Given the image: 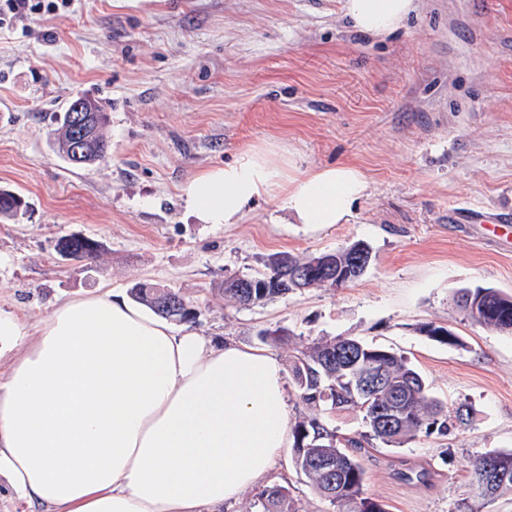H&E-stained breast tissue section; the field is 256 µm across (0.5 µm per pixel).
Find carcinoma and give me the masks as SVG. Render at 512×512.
<instances>
[{"mask_svg":"<svg viewBox=\"0 0 512 512\" xmlns=\"http://www.w3.org/2000/svg\"><path fill=\"white\" fill-rule=\"evenodd\" d=\"M51 124L58 153L71 160L75 131L70 113L54 114ZM107 125L104 112L92 121L85 132L86 153L76 167L91 166L106 156ZM25 207L21 196L0 190L1 218L16 217ZM91 242L93 239L88 237L64 235L57 239L55 249L61 256L88 262L98 253ZM361 250L368 252L370 248L357 241L334 251L336 278L332 280L322 275L329 253L306 257L282 252L270 256L262 272L224 278L217 291L240 306L260 304L296 291L293 277L297 272L310 276L305 285L311 288H339L347 284L342 276L351 262L359 259ZM129 294L137 303L169 320L189 321L197 316L196 309L172 288L138 282L129 288ZM455 304L472 322L489 330L512 333V295L490 287L464 288L456 294ZM367 367L382 372L388 389L372 396L352 385L351 375ZM290 371L300 400L313 410L291 432L294 464L331 512H386L383 505L364 493L365 470L358 453L371 441L401 447L421 435L446 436L469 421L470 413L464 407L450 411L436 399L426 380L404 356L354 338L312 340L295 350ZM336 409L362 415L366 431L357 437L338 435L336 428L321 416L324 411ZM469 470L470 495L458 500L453 512H483L504 492H512V450H487L469 461ZM489 470L502 474L504 479L486 496L477 492L475 485ZM254 507L256 512H299L288 487L282 485L277 493L269 487L257 493Z\"/></svg>","mask_w":512,"mask_h":512,"instance_id":"obj_1","label":"carcinoma"}]
</instances>
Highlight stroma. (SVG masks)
I'll list each match as a JSON object with an SVG mask.
<instances>
[{"instance_id":"35a3bbf8","label":"stroma","mask_w":512,"mask_h":512,"mask_svg":"<svg viewBox=\"0 0 512 512\" xmlns=\"http://www.w3.org/2000/svg\"><path fill=\"white\" fill-rule=\"evenodd\" d=\"M82 95L107 112L111 150L77 169L49 115ZM264 146L302 170L362 169L369 189L350 221L314 233L265 199L239 223H200L183 184ZM0 189L27 205L0 219V313L28 327L69 298L150 280L180 290L201 335L283 361L312 339L352 337L403 354L449 407L468 405L448 435L367 450L364 492L387 512H452L469 460L512 449V335L453 302L462 287L512 294V231L450 219L458 207L512 214V0H417L384 39L354 30L342 0H71L25 16L0 29ZM67 234L98 241L92 271L55 251ZM358 240L372 261L343 287L247 307L216 291L269 254ZM430 323L458 344L425 335ZM278 326L291 345L263 344ZM267 482L289 484L301 512H327L291 449Z\"/></svg>"}]
</instances>
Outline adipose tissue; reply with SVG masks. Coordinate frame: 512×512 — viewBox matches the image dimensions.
<instances>
[{"mask_svg": "<svg viewBox=\"0 0 512 512\" xmlns=\"http://www.w3.org/2000/svg\"><path fill=\"white\" fill-rule=\"evenodd\" d=\"M415 0H345L358 32H396ZM368 189L357 166L293 175L274 151L247 149L181 193L205 224H236L275 199L318 231L344 224ZM0 315V478L41 512H219L260 484L291 442L276 355L174 328L123 293L57 305L30 343Z\"/></svg>", "mask_w": 512, "mask_h": 512, "instance_id": "obj_1", "label": "adipose tissue"}]
</instances>
